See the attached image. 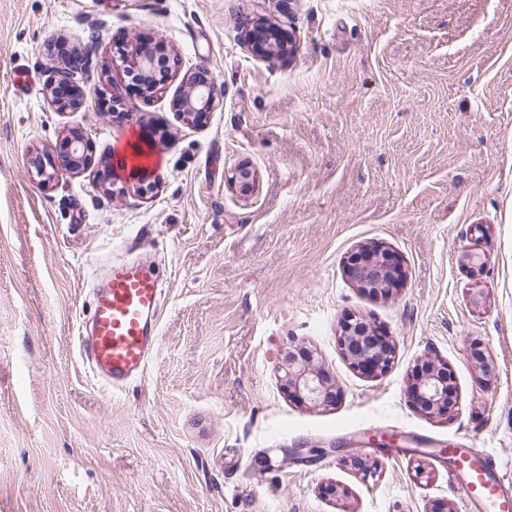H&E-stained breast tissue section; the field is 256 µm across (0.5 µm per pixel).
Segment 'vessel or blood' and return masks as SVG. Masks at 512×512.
Here are the masks:
<instances>
[{"label":"vessel or blood","instance_id":"obj_1","mask_svg":"<svg viewBox=\"0 0 512 512\" xmlns=\"http://www.w3.org/2000/svg\"><path fill=\"white\" fill-rule=\"evenodd\" d=\"M160 290L154 276L139 264H112L93 299L90 333L80 352L90 370L112 389L143 374L156 343ZM453 474L464 494V512H512V477L492 458L471 457L448 446Z\"/></svg>","mask_w":512,"mask_h":512}]
</instances>
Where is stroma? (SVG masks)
I'll return each instance as SVG.
<instances>
[{
	"instance_id": "35a3bbf8",
	"label": "stroma",
	"mask_w": 512,
	"mask_h": 512,
	"mask_svg": "<svg viewBox=\"0 0 512 512\" xmlns=\"http://www.w3.org/2000/svg\"><path fill=\"white\" fill-rule=\"evenodd\" d=\"M259 15L289 54L242 43ZM155 33L173 66L147 96L124 54ZM51 41L87 53L88 89L111 74L117 111L56 110ZM202 69L218 99L189 123L174 103ZM73 130L89 169L41 184L31 157H59ZM132 142L150 191L126 171L100 185L101 159ZM366 244L399 258L400 290L347 278ZM129 259L153 268L162 307L144 374L115 392L79 332ZM352 313L392 337L385 373L342 354ZM292 345L335 378V404L281 390ZM426 355L457 386L445 418L408 395ZM451 443L512 475V0H0V512H463Z\"/></svg>"
}]
</instances>
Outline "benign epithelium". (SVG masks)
<instances>
[{
  "instance_id": "benign-epithelium-1",
  "label": "benign epithelium",
  "mask_w": 512,
  "mask_h": 512,
  "mask_svg": "<svg viewBox=\"0 0 512 512\" xmlns=\"http://www.w3.org/2000/svg\"><path fill=\"white\" fill-rule=\"evenodd\" d=\"M269 25L258 19L243 34L245 44L268 57L284 55V44H271ZM166 49L162 39L152 36L146 40H135L128 45L126 61L143 81V90L154 93L159 84L154 82L157 61ZM81 69L74 66L59 68L53 72L47 84V92L53 102L63 109H77L88 98L80 83ZM217 100L215 83L200 72L195 81H185L183 93L176 99L175 107L187 121L196 123L210 111ZM65 169L81 174L88 169L87 153L89 138L80 131L65 137ZM37 175L43 184L50 183L54 173L51 158L37 155L32 159ZM346 275L352 283L374 295L386 294L399 285L395 274L401 272L396 257L384 249L364 250L349 257L345 265ZM339 344L357 367L368 375L384 373L394 357V345L361 317L348 319L343 324ZM282 388L292 391L305 402L314 406H330L336 402L335 380L315 361L310 351L288 348L278 366ZM413 399L420 408L432 416H445L456 405L455 386L448 372V365L432 357L419 362V372L410 388Z\"/></svg>"
}]
</instances>
